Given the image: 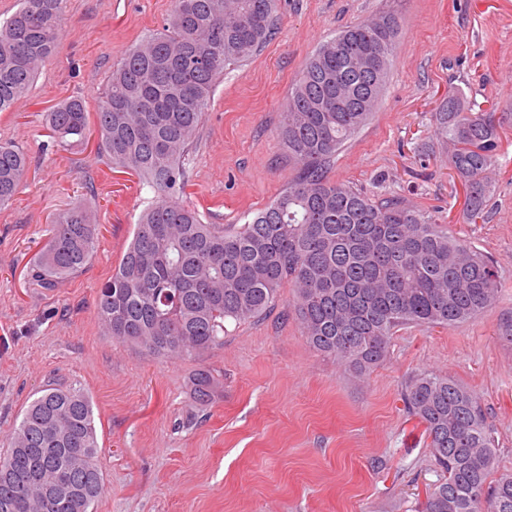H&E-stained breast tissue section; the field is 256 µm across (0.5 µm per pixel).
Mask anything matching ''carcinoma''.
I'll use <instances>...</instances> for the list:
<instances>
[{
    "label": "carcinoma",
    "instance_id": "obj_1",
    "mask_svg": "<svg viewBox=\"0 0 512 512\" xmlns=\"http://www.w3.org/2000/svg\"><path fill=\"white\" fill-rule=\"evenodd\" d=\"M66 0H21L0 24V112L28 92L54 53ZM279 0H174L167 29L128 51L112 70L95 112L99 148L144 179L157 197L140 216L96 309L105 334L148 354L192 359L224 345L226 323L258 318L288 284L313 350L358 374L378 366L404 325L451 328L494 302L498 271L406 201H377L327 176L336 152L383 97L399 30L386 13L347 26L306 63L281 113L280 134L297 177L248 222L205 224L174 200L217 79L262 50ZM433 121L448 166L465 189L464 216L485 215L488 172L502 148V121L474 112L462 93ZM60 143L84 138L79 98L48 114ZM29 169L27 155L0 140V205ZM99 234L83 206L58 213L32 276L45 288L91 262ZM194 399L215 401L221 379L207 368ZM403 400L424 426L448 477L426 490L419 512H512V475L488 484L495 439L479 398L448 377L419 374ZM90 397L80 387L43 390L0 452V512H91L103 493Z\"/></svg>",
    "mask_w": 512,
    "mask_h": 512
}]
</instances>
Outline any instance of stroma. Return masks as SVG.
Returning <instances> with one entry per match:
<instances>
[{"label": "stroma", "instance_id": "obj_1", "mask_svg": "<svg viewBox=\"0 0 512 512\" xmlns=\"http://www.w3.org/2000/svg\"><path fill=\"white\" fill-rule=\"evenodd\" d=\"M172 8L173 0H67L55 54L26 97L0 112V140L30 159L0 207V449L41 390L73 383L95 415L104 475L95 512H418L445 474L402 389L433 373L480 399L496 441L492 474L512 473V345L499 336L512 315V0H279L275 33L218 79L186 157L179 201L203 223H245L296 175L280 119L307 59L344 27L397 14L387 89L328 177L432 215L488 256L500 282L476 319L398 328L386 360L360 376L308 347L287 285L266 316L228 324L223 346L195 359L151 356L105 335L97 293L156 193L112 166L97 132L56 145L47 115L72 98L95 112L114 65L160 32ZM459 90L473 110L497 108L507 136L480 224L464 220V189L434 131V112ZM83 204L99 226L91 265L38 286L29 271L54 216ZM202 366L224 384L206 406L191 390Z\"/></svg>", "mask_w": 512, "mask_h": 512}]
</instances>
